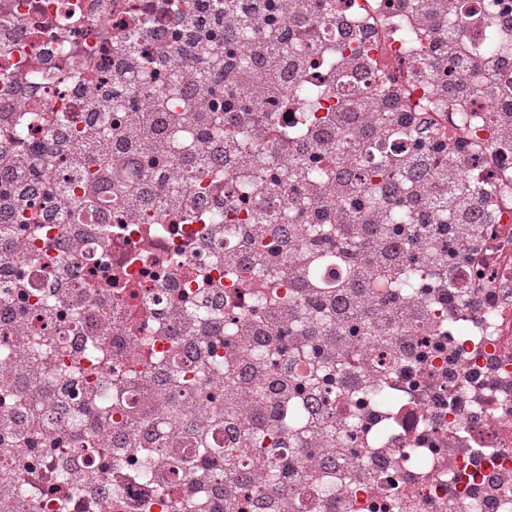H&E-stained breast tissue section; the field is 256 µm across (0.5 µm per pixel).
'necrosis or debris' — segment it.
Instances as JSON below:
<instances>
[{"label":"necrosis or debris","instance_id":"necrosis-or-debris-1","mask_svg":"<svg viewBox=\"0 0 512 512\" xmlns=\"http://www.w3.org/2000/svg\"><path fill=\"white\" fill-rule=\"evenodd\" d=\"M266 1L0 0V512H512V0Z\"/></svg>","mask_w":512,"mask_h":512}]
</instances>
